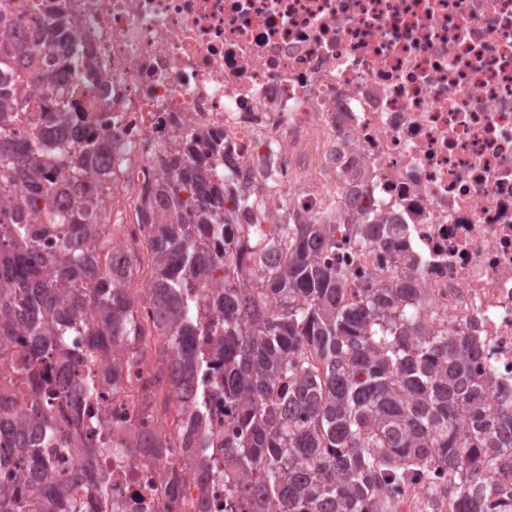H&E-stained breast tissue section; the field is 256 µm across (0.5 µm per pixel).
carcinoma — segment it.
<instances>
[{
    "label": "carcinoma",
    "mask_w": 512,
    "mask_h": 512,
    "mask_svg": "<svg viewBox=\"0 0 512 512\" xmlns=\"http://www.w3.org/2000/svg\"><path fill=\"white\" fill-rule=\"evenodd\" d=\"M53 46L45 33L16 35L0 17V70L16 66L13 85L0 87V133L23 120L33 128L22 148L0 138V354L26 330L17 391L38 393L14 425L0 416L23 486L0 488V512H81L80 502L62 499L56 448L75 456L71 481L106 495L93 461L121 443L91 412L88 435L62 437L44 402L66 390L50 370L69 356L73 336L86 337L87 362L115 345L134 362L146 335L130 294L131 261L118 273L103 252L107 197L82 193L89 176L108 181L99 158L112 152V138L65 149L84 112L77 88L103 86L102 74L83 63L75 85L57 96L56 114H33L52 88L30 86L27 71L39 70ZM221 153L213 134L164 151L137 211L154 232L149 294L163 337L158 356L206 371L223 361L177 435L161 430L149 447L161 454L192 434L200 448L224 449V461L190 458L181 472L185 480L200 470L216 481L253 475L258 493L225 500L224 512H402L408 492L416 512H512L503 488L512 474V404L492 399V380L473 370L477 344L430 325L424 289L411 275L352 295L344 272L317 259L336 249L338 225L364 247L374 228L399 238L404 225L374 214L354 221L329 202L313 221L270 215L261 197L204 169ZM360 178L354 160L336 190ZM58 194L82 201L62 213L53 208ZM47 232L51 251L41 247ZM189 336H210L215 349L194 348ZM121 369L112 357L108 371L77 385L79 394L90 402ZM219 398L235 410L230 440L210 429Z\"/></svg>",
    "instance_id": "carcinoma-1"
}]
</instances>
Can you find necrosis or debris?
<instances>
[{
	"instance_id": "1",
	"label": "necrosis or debris",
	"mask_w": 512,
	"mask_h": 512,
	"mask_svg": "<svg viewBox=\"0 0 512 512\" xmlns=\"http://www.w3.org/2000/svg\"><path fill=\"white\" fill-rule=\"evenodd\" d=\"M19 29L62 25L54 55L88 60L107 86L85 87L94 131L112 139V189L126 241L150 234L136 209L156 155L180 137L218 135L230 170L270 209L314 217L321 186L358 159L365 179L342 199L404 224L435 324L475 336L494 396L512 399V0H23ZM270 156L275 187L256 162ZM308 181L310 190L297 186ZM399 245L362 249L336 231V263L362 288L400 270ZM174 365L123 367L95 406L123 451L98 459L107 495L127 512H223L250 496L181 480V449L145 448Z\"/></svg>"
}]
</instances>
